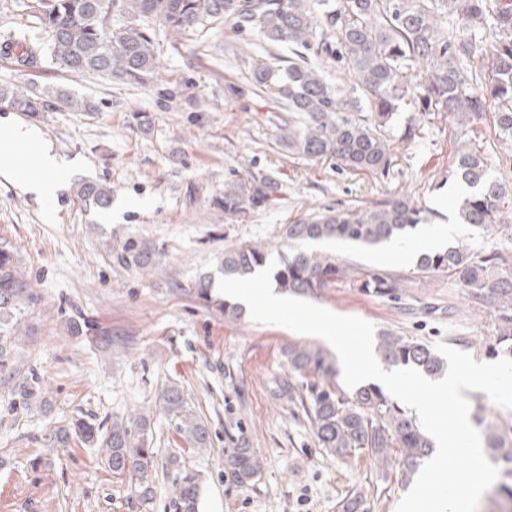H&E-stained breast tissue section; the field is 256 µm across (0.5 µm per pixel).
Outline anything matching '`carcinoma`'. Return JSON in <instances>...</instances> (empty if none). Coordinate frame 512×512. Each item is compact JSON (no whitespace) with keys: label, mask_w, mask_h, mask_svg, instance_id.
<instances>
[{"label":"carcinoma","mask_w":512,"mask_h":512,"mask_svg":"<svg viewBox=\"0 0 512 512\" xmlns=\"http://www.w3.org/2000/svg\"><path fill=\"white\" fill-rule=\"evenodd\" d=\"M39 20L51 36V52L72 75L115 77L126 84H145L159 68L155 29L185 35L233 16L240 27L256 32L259 46L286 45L292 57L279 64L260 62L252 70L255 86L290 116H275L281 142L296 154L324 158L350 172L386 174L393 167L387 132L402 104L424 114L452 112L458 117L457 148L448 177L464 182L472 192L456 201L458 220L483 232H512L502 211L512 185L491 177V160L472 144L473 127L490 113L495 134L512 142V0L487 9L489 0H115V15L102 0H38ZM123 25H114V16ZM26 65L37 63L38 48L19 31L0 43V54ZM491 52L493 64L477 77V59ZM333 58L346 65L354 86L330 83L308 57ZM55 103L75 112H92L95 105L64 91ZM0 105L37 117L49 109L44 94L0 89ZM278 193V183L264 174H251L224 186V214L240 215L265 205ZM77 195L86 206L105 210L112 188L85 182ZM425 221L422 209L400 196L375 201L358 210L329 209L283 227L288 252L280 254L276 281L291 295L317 296L347 283L375 296H388L400 279L390 273L344 264L330 254L307 251L305 245L341 241L359 246L401 242ZM494 255H481L466 245L422 254L425 272H446L478 301H489L501 312L493 357H512V273L494 277ZM117 261L149 267L154 253L146 245L124 246ZM270 262L265 247L241 245L224 252V274L246 277ZM211 278L196 284L197 296L233 321L239 305L211 295ZM27 293V283L14 269L10 251L0 248V313L15 308ZM376 352L390 368L413 367L427 376L441 374L442 358L427 344L386 333ZM288 370L305 379L298 400L317 444L326 456L345 459L366 453L386 464L395 459L405 474L418 472L421 460L434 448L432 438L391 395L374 386L344 390L325 353L309 344L288 346ZM39 377L32 374L13 388L14 406L26 411L33 403L47 406L40 396ZM164 411L175 431L193 448L210 444L205 423L188 408L182 388L164 390ZM492 458L507 465L512 479V427L478 420ZM149 421L115 417L105 429L82 415L49 432L46 440L60 448L72 442L106 449L107 467L128 479L129 488L144 509L155 497L158 462L148 438ZM168 464L180 472L174 487L176 512H199L201 479L173 454ZM261 462L242 438L224 450V481L229 486L253 484Z\"/></svg>","instance_id":"carcinoma-1"}]
</instances>
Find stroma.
Masks as SVG:
<instances>
[{"instance_id": "1", "label": "stroma", "mask_w": 512, "mask_h": 512, "mask_svg": "<svg viewBox=\"0 0 512 512\" xmlns=\"http://www.w3.org/2000/svg\"><path fill=\"white\" fill-rule=\"evenodd\" d=\"M36 4L0 0V41L21 29L44 48L33 66L0 57V88H62L97 109L56 107L34 119L0 107V117L39 129L72 171L50 201L0 178V247L13 253L30 291L0 318V336L11 345L9 364L0 368V512H174L177 472L167 465L174 452L202 480L200 512H337L353 491L363 496L362 512H394L408 488L399 465L366 455L327 459L284 391L288 346L312 345L315 337L246 315L225 320L197 298L195 284L205 275L221 277L227 248L280 250L283 226L310 213L355 210L397 195L431 209L430 224L456 223L455 201L464 192L448 180L456 115L428 120L403 109L400 122L419 123L421 135L409 144L393 139L389 174L343 171L279 144L268 120L272 105L252 82L255 37L234 19L188 35L158 32L161 67L151 82L131 86L63 70ZM257 172L278 181L275 201L225 214V184ZM85 181L111 187L108 209L78 198ZM131 242L148 244L158 266L117 263L116 252ZM313 248L401 280L392 297L339 285L319 295L317 305L365 319L380 334L430 346L441 341L490 361L498 312L472 299L457 278L421 273L381 245ZM33 372L48 405L16 413L12 386ZM172 384L208 426V447H190L162 411L159 396ZM138 413L150 421L159 462L156 497L146 511L106 466L105 449L78 442L52 448L43 439L80 414L106 423ZM231 433L245 437L262 461L253 485L224 481Z\"/></svg>"}]
</instances>
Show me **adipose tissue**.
<instances>
[{
  "label": "adipose tissue",
  "instance_id": "1",
  "mask_svg": "<svg viewBox=\"0 0 512 512\" xmlns=\"http://www.w3.org/2000/svg\"><path fill=\"white\" fill-rule=\"evenodd\" d=\"M0 127L5 130L7 146L17 149L34 145L38 148L36 158L26 167L11 159H0V176L12 180L38 198H53L68 180L69 170L56 160L49 147L43 146L42 135L38 130L14 123L7 117L0 118Z\"/></svg>",
  "mask_w": 512,
  "mask_h": 512
}]
</instances>
